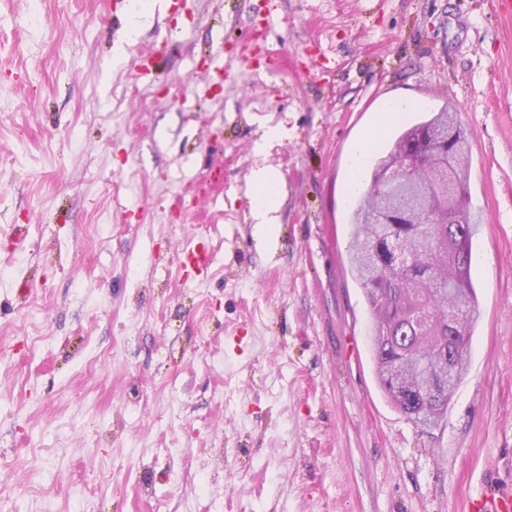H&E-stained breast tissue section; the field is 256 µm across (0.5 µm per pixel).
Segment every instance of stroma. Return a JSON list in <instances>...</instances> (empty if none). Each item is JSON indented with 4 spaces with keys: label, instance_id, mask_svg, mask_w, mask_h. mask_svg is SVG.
<instances>
[{
    "label": "stroma",
    "instance_id": "obj_1",
    "mask_svg": "<svg viewBox=\"0 0 512 512\" xmlns=\"http://www.w3.org/2000/svg\"><path fill=\"white\" fill-rule=\"evenodd\" d=\"M490 2L159 0L129 44V0H0V512H469L512 489V14ZM444 105L480 318L426 427L377 384L349 212ZM432 115L422 120L412 128L401 134L395 140V143L387 156H383L377 163L381 166L397 155L414 154L419 156L423 163L426 156L433 150L442 149L444 152L459 155L462 158L460 173L457 174L456 200L462 212H467L466 201L468 198V177L470 167V146L467 134L457 123L453 113L448 106L442 107L439 112H433ZM452 122V123H451ZM426 131L431 133L426 145L418 144L415 148L410 146L411 135L415 131ZM468 214V212H467ZM251 213L259 231L266 236L276 232L277 212L280 205V183L276 174L259 167L251 175Z\"/></svg>",
    "mask_w": 512,
    "mask_h": 512
}]
</instances>
